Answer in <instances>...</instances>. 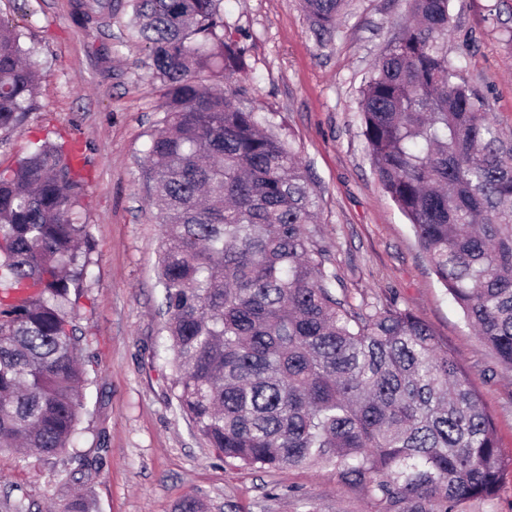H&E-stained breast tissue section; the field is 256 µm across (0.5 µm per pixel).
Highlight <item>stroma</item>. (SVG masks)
<instances>
[{"label": "stroma", "mask_w": 512, "mask_h": 512, "mask_svg": "<svg viewBox=\"0 0 512 512\" xmlns=\"http://www.w3.org/2000/svg\"><path fill=\"white\" fill-rule=\"evenodd\" d=\"M224 21L245 53L259 111L289 140L317 185L320 234L349 303L389 301L423 318L468 370L512 455V370L497 365L467 326L421 252L412 224L377 180L362 134L359 90L405 19L408 0H349L332 39L317 41L302 0H223ZM448 42L464 78L512 132V0H451ZM46 74L23 123L0 132V169L38 141L79 142L85 195L80 222L92 264L75 323L95 380L74 446L101 456L90 479L63 486L54 465L0 450V500L26 496L40 512L88 493L94 512H173L190 495L211 512H380L359 485L331 469L255 471L216 457L171 392L172 353L161 311L162 244L144 176L161 89L147 54L119 25L78 17V0H0Z\"/></svg>", "instance_id": "obj_1"}]
</instances>
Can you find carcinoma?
<instances>
[{
  "label": "carcinoma",
  "mask_w": 512,
  "mask_h": 512,
  "mask_svg": "<svg viewBox=\"0 0 512 512\" xmlns=\"http://www.w3.org/2000/svg\"><path fill=\"white\" fill-rule=\"evenodd\" d=\"M450 2L410 0L361 88L363 135L432 271L512 369V135L448 56ZM221 3L87 0L83 11L98 27L123 24L163 90L147 178L180 412L223 460L331 467L381 512L493 502L512 456L492 416L425 320L336 296L308 169L256 112ZM304 5L321 40L346 0ZM22 38L1 16L0 131L44 79ZM76 158L45 141L0 170V449L39 461L71 447L93 383L72 316L92 264ZM58 512H92L91 499Z\"/></svg>",
  "instance_id": "obj_1"
}]
</instances>
